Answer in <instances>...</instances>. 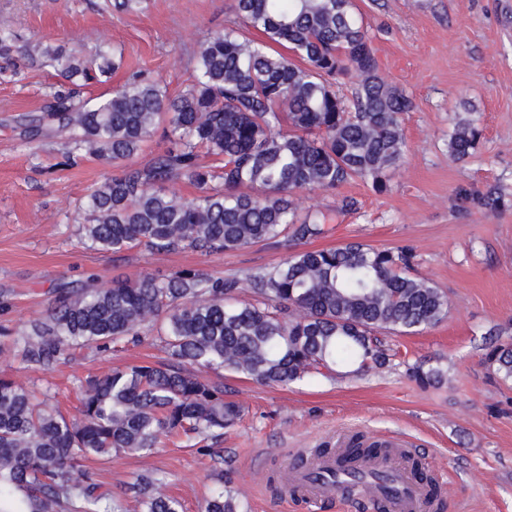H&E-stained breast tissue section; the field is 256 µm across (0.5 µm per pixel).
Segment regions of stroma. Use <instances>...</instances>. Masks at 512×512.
<instances>
[{
	"label": "stroma",
	"mask_w": 512,
	"mask_h": 512,
	"mask_svg": "<svg viewBox=\"0 0 512 512\" xmlns=\"http://www.w3.org/2000/svg\"><path fill=\"white\" fill-rule=\"evenodd\" d=\"M101 0H0L25 42L88 53L98 45L121 51L122 67L90 83L85 96L111 93L142 71L170 94L191 83L202 40L239 27L230 0H151L142 14L104 12ZM387 81L414 107L403 114L405 160L376 192L361 180L335 190L302 192L304 206L330 213L312 249L351 241L413 249L415 271L447 293L446 320L416 335L392 337L402 362L332 378L306 376L286 387L228 373V399L244 409L226 430L224 462L172 444L142 457L121 454L86 464L107 488L157 471L184 512H200L217 487L237 494L244 512H306L277 492L252 484L255 469H272L296 448L335 447L356 433L393 434L424 451L438 483L452 485L443 512H512V384L483 363L484 336L512 337V0H356ZM58 79L53 68L27 69L18 82L0 78V327L22 336L44 314L54 289L102 280L166 277L182 269L245 277L281 263L285 243H258L218 255L191 250L157 253L136 246L118 254L93 247L78 207L106 178L120 175L92 156L67 164V139L57 131L27 132L21 119L38 115ZM476 113L480 142L463 162L448 153L457 116ZM348 200L338 209L340 200ZM161 345L149 337L107 356L91 350L52 371L12 369L35 387L50 388L64 415L81 417L79 387L112 367L154 362ZM441 367L446 379L421 387L408 362Z\"/></svg>",
	"instance_id": "1"
}]
</instances>
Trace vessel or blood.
<instances>
[{
  "label": "vessel or blood",
  "instance_id": "vessel-or-blood-1",
  "mask_svg": "<svg viewBox=\"0 0 512 512\" xmlns=\"http://www.w3.org/2000/svg\"><path fill=\"white\" fill-rule=\"evenodd\" d=\"M381 450L348 456L342 451L320 454L306 449L283 459L280 472L272 483L282 496L311 504L350 498L348 483L333 479L336 471L345 470L367 475L361 487L366 504L379 512H437L443 495L429 482L417 476L412 465L419 449L405 447L395 436L381 437Z\"/></svg>",
  "mask_w": 512,
  "mask_h": 512
}]
</instances>
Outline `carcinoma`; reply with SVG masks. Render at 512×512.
Returning a JSON list of instances; mask_svg holds the SVG:
<instances>
[{"instance_id": "1", "label": "carcinoma", "mask_w": 512, "mask_h": 512, "mask_svg": "<svg viewBox=\"0 0 512 512\" xmlns=\"http://www.w3.org/2000/svg\"><path fill=\"white\" fill-rule=\"evenodd\" d=\"M148 6L106 0L119 13ZM232 8L264 39L234 29L207 37L193 82L175 97L134 75L94 102L81 88L110 77L122 55L21 44L12 21L0 17V59L13 74L23 64L61 77L29 123L65 133L71 155L123 166L85 207L83 230L99 249L214 255L281 238L301 244L325 233L328 215L300 214L298 192L335 190L354 178L380 191L387 172L404 163L401 117L413 102L382 76L356 0H232ZM347 73L357 80L349 100L334 90ZM161 125L170 146L135 165ZM480 137L478 119L459 118L450 156L469 157ZM182 180L198 189L195 197L164 188ZM413 259L408 248L349 242L294 251L243 280L185 269L135 281L92 276L75 290L58 289L15 340L13 359L50 371L84 349L105 353L154 332L164 357L88 377L78 421L49 406V391L0 375V512H126L130 498L141 512H182L160 474L115 493L83 462L148 455L163 437L222 458L215 444L243 412L224 397V371L286 387L312 373L330 377L339 365L363 373L388 364L398 352L385 336L420 333L448 317L447 294L413 273ZM242 288L250 300H237ZM484 360L512 381V342H489ZM202 369L217 379L200 378ZM407 373L421 385L442 378L423 362ZM203 512H241V504L219 489Z\"/></svg>"}]
</instances>
